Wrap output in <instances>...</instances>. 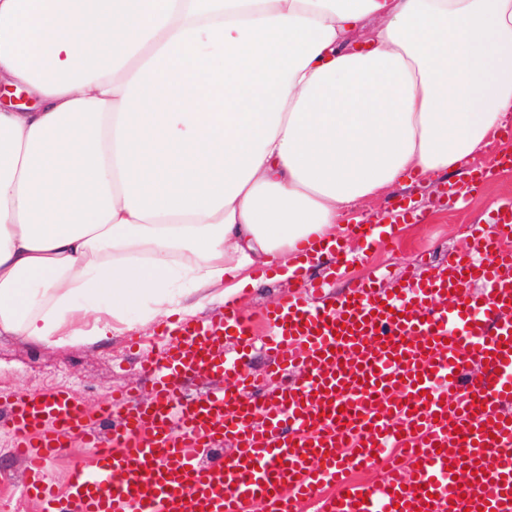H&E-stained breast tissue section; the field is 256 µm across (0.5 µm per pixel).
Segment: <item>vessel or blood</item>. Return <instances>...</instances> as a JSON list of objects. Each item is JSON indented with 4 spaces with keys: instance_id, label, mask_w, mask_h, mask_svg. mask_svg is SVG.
<instances>
[{
    "instance_id": "vessel-or-blood-1",
    "label": "vessel or blood",
    "mask_w": 512,
    "mask_h": 512,
    "mask_svg": "<svg viewBox=\"0 0 512 512\" xmlns=\"http://www.w3.org/2000/svg\"><path fill=\"white\" fill-rule=\"evenodd\" d=\"M512 204L445 268L381 273L342 295L298 266V293L257 339L232 303L144 362L148 400L114 394L92 429L68 390L22 393L5 428L41 512H512ZM272 361L252 371L256 352ZM214 385L185 392L188 380ZM78 435L97 450L57 494L45 461ZM229 448L202 460L199 449ZM381 470L375 481L361 472Z\"/></svg>"
}]
</instances>
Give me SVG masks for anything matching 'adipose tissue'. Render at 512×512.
Masks as SVG:
<instances>
[{
    "label": "adipose tissue",
    "instance_id": "adipose-tissue-1",
    "mask_svg": "<svg viewBox=\"0 0 512 512\" xmlns=\"http://www.w3.org/2000/svg\"><path fill=\"white\" fill-rule=\"evenodd\" d=\"M0 84V336L96 343L483 156L512 0H0ZM392 201L393 200L381 202L374 199L359 200L348 210L349 220L354 216H358L364 220H374L378 216L385 215L384 213L388 211V208H392Z\"/></svg>",
    "mask_w": 512,
    "mask_h": 512
}]
</instances>
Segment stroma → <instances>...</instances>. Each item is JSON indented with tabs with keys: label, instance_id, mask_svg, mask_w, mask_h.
<instances>
[{
	"label": "stroma",
	"instance_id": "35a3bbf8",
	"mask_svg": "<svg viewBox=\"0 0 512 512\" xmlns=\"http://www.w3.org/2000/svg\"><path fill=\"white\" fill-rule=\"evenodd\" d=\"M438 184L436 178L418 176L394 188L392 197L405 198L420 210V222L403 225L396 235L379 240L366 262L340 264L331 257L311 267V274L329 281L334 293L343 294L367 275L372 263L390 264L405 272L423 262L442 265L449 251L467 248L474 225L484 223L493 205L512 203V173L489 179L462 208L439 199ZM295 290V280H273L236 296L235 302L252 319L256 332L262 334L266 331L263 309L288 299ZM165 327L162 319L138 321L98 344L48 346L25 336H0V417L5 416L10 400L20 392L43 396L68 388L83 399L91 414L111 400L113 391L125 388L140 394L149 392L150 383L141 371V362L161 349ZM14 446L13 439L0 432V470L9 472L11 478L8 486H0V512H39L37 504L18 490L22 464L12 455ZM92 459V450L74 441L47 462L46 471L64 488L74 468L89 465Z\"/></svg>",
	"mask_w": 512,
	"mask_h": 512
}]
</instances>
